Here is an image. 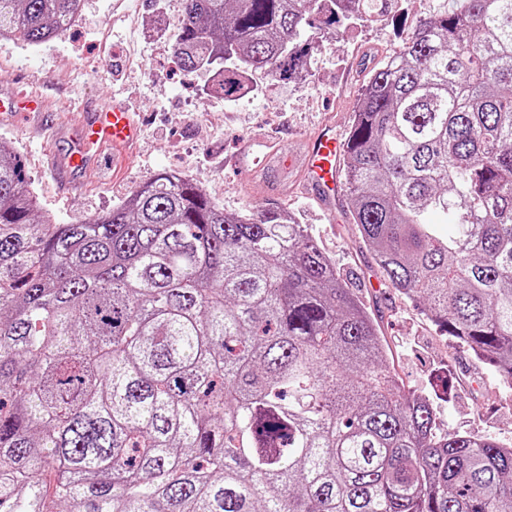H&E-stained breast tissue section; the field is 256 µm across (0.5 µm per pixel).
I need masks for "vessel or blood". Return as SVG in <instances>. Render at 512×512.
I'll use <instances>...</instances> for the list:
<instances>
[{"instance_id":"vessel-or-blood-1","label":"vessel or blood","mask_w":512,"mask_h":512,"mask_svg":"<svg viewBox=\"0 0 512 512\" xmlns=\"http://www.w3.org/2000/svg\"><path fill=\"white\" fill-rule=\"evenodd\" d=\"M139 134L132 112L124 103L115 101L86 113L80 133V144L66 157L68 170L80 171L92 166L105 148H112L122 163H130V147ZM342 145L331 126H323L310 140L303 161V190L317 193L325 203H335L342 184L338 164Z\"/></svg>"}]
</instances>
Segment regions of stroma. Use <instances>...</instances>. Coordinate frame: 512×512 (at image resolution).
<instances>
[{"label": "stroma", "instance_id": "35a3bbf8", "mask_svg": "<svg viewBox=\"0 0 512 512\" xmlns=\"http://www.w3.org/2000/svg\"><path fill=\"white\" fill-rule=\"evenodd\" d=\"M447 2L396 0L374 25L320 28L303 77L282 81L258 71L251 76L254 93L227 101L212 93L211 72L177 63L174 36L185 0H85L75 25L47 43L0 40V96L36 93L48 106L32 117L0 112V139L23 155L40 212L61 224L111 210L163 172L197 183L228 214L290 212L375 318L384 361L404 389L435 393L437 377H448V393H435L446 427L512 443V391H501L471 350L442 335L421 299L385 282L352 222L348 195L328 221L324 202L302 194L301 169L281 167L268 153L273 145L303 154L308 135L324 123L346 137L372 72ZM115 99L138 112L143 125L129 166L113 170L105 156L79 173L64 169L78 143L81 109ZM244 142L254 143L258 156L249 187L231 168Z\"/></svg>", "mask_w": 512, "mask_h": 512}]
</instances>
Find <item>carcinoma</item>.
Masks as SVG:
<instances>
[{
	"instance_id": "obj_1",
	"label": "carcinoma",
	"mask_w": 512,
	"mask_h": 512,
	"mask_svg": "<svg viewBox=\"0 0 512 512\" xmlns=\"http://www.w3.org/2000/svg\"><path fill=\"white\" fill-rule=\"evenodd\" d=\"M392 0H185V69L297 78L316 19ZM81 0H0L39 45ZM384 279L512 385V0H453L370 76L346 138ZM305 225L162 173L82 224L0 142V512H512V444L440 427Z\"/></svg>"
}]
</instances>
